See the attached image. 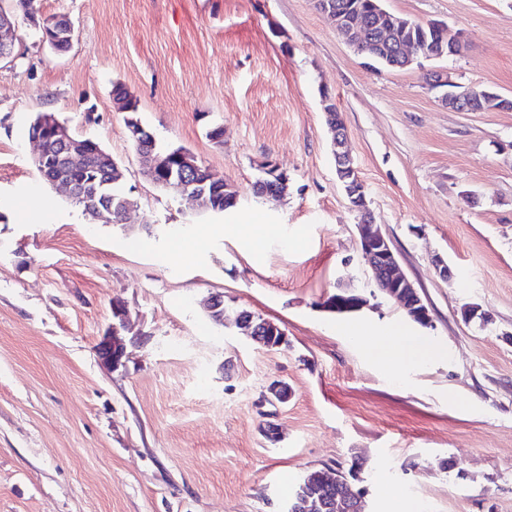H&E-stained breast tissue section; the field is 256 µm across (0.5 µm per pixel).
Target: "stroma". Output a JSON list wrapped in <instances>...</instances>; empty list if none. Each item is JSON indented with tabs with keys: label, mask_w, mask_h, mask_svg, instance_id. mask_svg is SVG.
I'll return each instance as SVG.
<instances>
[{
	"label": "stroma",
	"mask_w": 512,
	"mask_h": 512,
	"mask_svg": "<svg viewBox=\"0 0 512 512\" xmlns=\"http://www.w3.org/2000/svg\"><path fill=\"white\" fill-rule=\"evenodd\" d=\"M384 5L462 32V52L385 69L315 0H40L74 38L58 54L20 28L0 66V512H283L307 471L355 457L369 512H512V110L452 111L424 80L442 70L512 98V0ZM117 83L158 146L190 149L237 191L235 208L204 212L153 183ZM326 97L432 327L370 278ZM42 112L118 163L125 223L89 218L42 180L28 139ZM267 157L288 176L283 199L253 194ZM232 224L274 232L256 251ZM342 291L365 299L360 312L324 308ZM214 294L221 325L202 307ZM116 299L131 313L129 361L110 373L95 347ZM469 304L487 320H464ZM242 309L279 324L286 345L241 334ZM349 325L401 326L434 354L390 372ZM275 380L291 396L270 419L259 400Z\"/></svg>",
	"instance_id": "obj_1"
}]
</instances>
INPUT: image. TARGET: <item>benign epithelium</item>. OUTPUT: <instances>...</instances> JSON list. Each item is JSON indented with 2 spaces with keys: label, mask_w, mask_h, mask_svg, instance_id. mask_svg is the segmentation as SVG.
Listing matches in <instances>:
<instances>
[{
  "label": "benign epithelium",
  "mask_w": 512,
  "mask_h": 512,
  "mask_svg": "<svg viewBox=\"0 0 512 512\" xmlns=\"http://www.w3.org/2000/svg\"><path fill=\"white\" fill-rule=\"evenodd\" d=\"M320 10L329 17L339 35H341L357 53L363 55L369 47L370 41L379 32L387 33L399 28H407L410 22L396 16L387 15L381 11L377 15L382 22L372 23L366 17H359L353 21L346 18L341 7L333 8L326 0H316ZM426 26L439 32L442 40L448 42V54L457 55L461 52L464 37L460 33L449 34L448 26L435 21L426 23ZM18 25L13 23L9 14L0 12V64L13 61V50L18 40ZM71 23L64 18L51 20L50 33L44 35L41 44L48 46L55 52L62 51L71 43ZM431 86L450 87L452 91L446 92L442 100L448 108L457 112H478L484 110L483 103L488 100L500 101L502 106L512 103L496 93L476 87H465L452 80V77L439 72L431 81ZM329 128L333 132L332 144L336 157V176L339 182L353 181L352 189L347 191L352 202L350 209L357 213L359 222L357 230L360 247L366 256L371 272V279L375 287L386 298L392 300L406 315L418 324L432 322L430 307L424 302L414 283L401 268L395 247L391 239L384 234L378 225L374 224L367 200L366 188L360 179L349 152L345 149L346 127L340 114L325 112ZM125 131L127 138L136 146L146 139V130L141 122L134 118H126ZM38 142L50 140L54 142L58 152L47 160V178L51 185L63 190L68 196H80L96 188L92 181L86 182L77 178V172L84 166L87 151L99 149L91 139L78 141L69 132L67 124L55 119L42 122L40 134L35 137ZM175 169L159 183L167 187H175L182 195L196 201L199 198L200 182L195 177L199 168L196 157L191 153L179 152L175 156ZM112 313L115 322L111 331L106 334L97 347V357L100 363L110 371H116L125 366L127 359L126 343L121 332L128 324L129 310L124 305H114ZM235 324L241 327L244 333L255 342H260L259 335L277 334L279 326L269 320L255 323L253 319L245 320L235 318ZM289 399L288 386L282 381H274L267 387V394L263 401L270 404L286 403Z\"/></svg>",
  "instance_id": "obj_1"
}]
</instances>
